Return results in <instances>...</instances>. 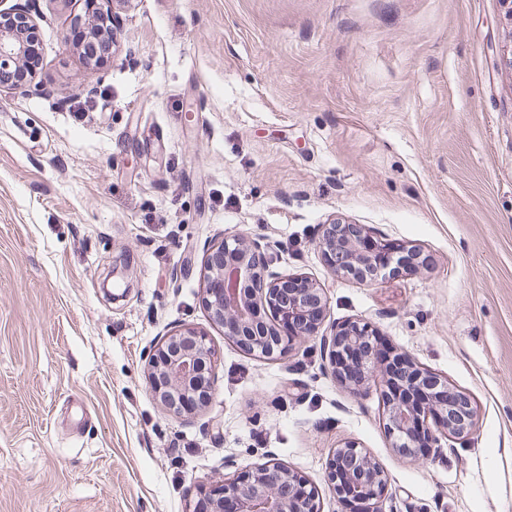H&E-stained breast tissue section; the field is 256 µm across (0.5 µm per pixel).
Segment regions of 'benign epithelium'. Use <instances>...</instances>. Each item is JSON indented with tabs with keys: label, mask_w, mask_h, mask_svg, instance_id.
<instances>
[{
	"label": "benign epithelium",
	"mask_w": 512,
	"mask_h": 512,
	"mask_svg": "<svg viewBox=\"0 0 512 512\" xmlns=\"http://www.w3.org/2000/svg\"><path fill=\"white\" fill-rule=\"evenodd\" d=\"M37 27L28 3L17 0L0 10V93L13 89L1 77L20 65H32L35 49L27 32ZM319 249L330 272L358 280H375L399 270L424 266L422 253L403 249L366 233L360 226L333 221L322 226ZM262 236L224 238L207 250L204 303L224 338L248 353L266 357L282 351L283 337L317 336L326 319L323 289L303 276H279L266 263ZM376 333L366 322L352 321L324 338L331 372L357 391L365 379L348 376L347 357L361 359L366 376L378 375L383 386L384 429L400 456H414L412 432L427 434L435 445L439 436L463 437L475 426L469 398L448 382L419 366L407 355V370L395 373L376 360ZM148 385L153 396L177 418H190L206 406L215 391V352L207 336L191 326L167 335L148 357ZM436 420V430L428 428ZM325 481L350 512L352 503H379L387 492L388 476L354 442L337 448L325 467ZM318 493L309 480L271 459L228 482L213 480L201 490L189 512H319Z\"/></svg>",
	"instance_id": "1"
}]
</instances>
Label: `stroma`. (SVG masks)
Listing matches in <instances>:
<instances>
[{
	"mask_svg": "<svg viewBox=\"0 0 512 512\" xmlns=\"http://www.w3.org/2000/svg\"><path fill=\"white\" fill-rule=\"evenodd\" d=\"M36 86L0 94V512H188L200 484L276 459L325 480L354 441L382 512H512V16L502 0H112L88 64L85 0H32ZM419 248L377 281L331 274L332 218ZM316 281L326 326L464 393L477 424L397 455L377 381L337 383L320 340L267 358L202 303L224 236ZM183 325L216 351L195 417L148 389Z\"/></svg>",
	"mask_w": 512,
	"mask_h": 512,
	"instance_id": "obj_1",
	"label": "stroma"
}]
</instances>
